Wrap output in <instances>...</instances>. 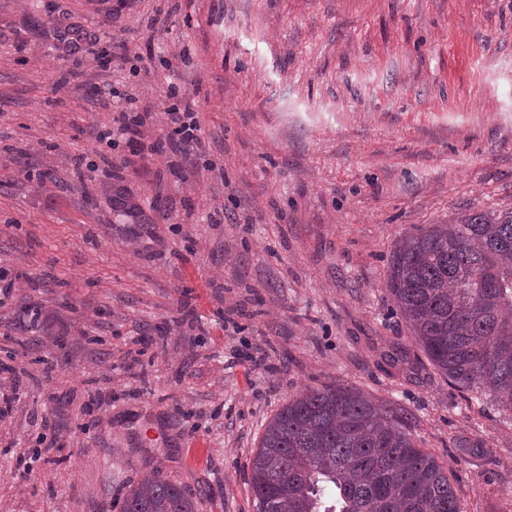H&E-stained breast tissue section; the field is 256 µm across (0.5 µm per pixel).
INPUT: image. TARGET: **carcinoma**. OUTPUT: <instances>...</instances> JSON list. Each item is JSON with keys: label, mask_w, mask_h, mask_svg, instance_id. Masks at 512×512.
I'll return each mask as SVG.
<instances>
[{"label": "carcinoma", "mask_w": 512, "mask_h": 512, "mask_svg": "<svg viewBox=\"0 0 512 512\" xmlns=\"http://www.w3.org/2000/svg\"><path fill=\"white\" fill-rule=\"evenodd\" d=\"M389 290L431 363L473 398L512 416V211L466 213L402 238ZM257 512H462L405 417L342 385L296 396L268 422L253 460ZM123 512H196L154 474Z\"/></svg>", "instance_id": "1"}]
</instances>
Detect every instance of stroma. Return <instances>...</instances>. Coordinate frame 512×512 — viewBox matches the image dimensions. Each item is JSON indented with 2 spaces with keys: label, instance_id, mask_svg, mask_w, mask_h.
<instances>
[{
  "label": "stroma",
  "instance_id": "obj_1",
  "mask_svg": "<svg viewBox=\"0 0 512 512\" xmlns=\"http://www.w3.org/2000/svg\"><path fill=\"white\" fill-rule=\"evenodd\" d=\"M130 95L146 137L99 144ZM508 209L512 0H0V512H121L153 473L256 512L267 422L336 384L399 409L463 512H512V417L387 288L402 236ZM165 112L172 135L178 136L184 143L198 141L199 128L194 112L187 108L181 109L178 104L169 105Z\"/></svg>",
  "mask_w": 512,
  "mask_h": 512
}]
</instances>
